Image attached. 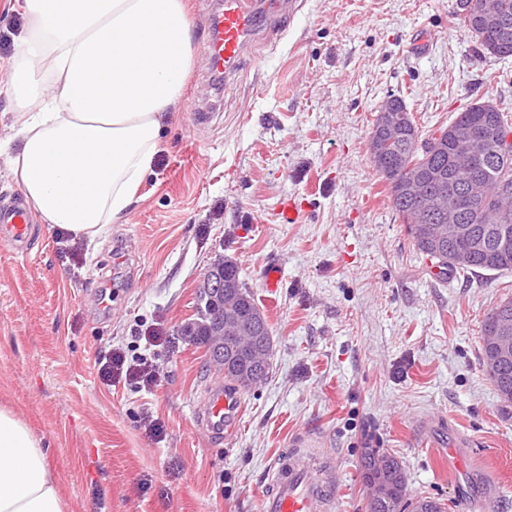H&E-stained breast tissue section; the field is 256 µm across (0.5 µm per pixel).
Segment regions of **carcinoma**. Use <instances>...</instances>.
<instances>
[{
    "label": "carcinoma",
    "instance_id": "1",
    "mask_svg": "<svg viewBox=\"0 0 512 512\" xmlns=\"http://www.w3.org/2000/svg\"><path fill=\"white\" fill-rule=\"evenodd\" d=\"M495 5L497 13L508 19V28L485 20L481 10L487 4ZM455 20L480 46L484 55L496 60L512 57V0H457L453 12ZM467 126L479 133L489 132L499 127L502 134L512 133L509 112L493 103H476L458 113L455 120L446 127L453 131L456 127ZM389 144L378 158H371L376 172L387 181L390 188L392 209L406 224L408 235L417 250L427 257L446 265L448 270L458 268L474 272L512 271V242L507 246L500 244V235L507 233L512 237V157L502 159L496 153L493 142L486 144L484 152L458 162L454 139L448 136L441 141L420 134L412 115L405 118L395 117ZM469 168L472 179L482 188V198L476 202L466 196L462 186L464 181L460 170ZM436 173L438 179L431 183L429 213L418 215L420 203L408 192V186L422 173ZM458 196V223L467 224L472 231L489 241L484 252L466 257L461 255L462 244L453 235H447L443 247L436 249L433 242L426 238L421 230L423 224H445L434 203L442 194ZM224 313L239 319L234 339L246 341L260 335L271 341L269 324L264 313L255 302L253 294L240 279V271L232 260L224 261ZM501 312L512 313V296L506 297L487 315L480 342V354H485V341L488 330L496 315ZM489 379L505 402L512 403V361L488 372ZM389 462L388 477L396 486V495L385 501L370 499V512H404L407 503V480L402 462L378 448H366L361 456V471L366 487L372 485V475L378 460ZM413 512H446V504L439 499L421 496L411 503Z\"/></svg>",
    "mask_w": 512,
    "mask_h": 512
}]
</instances>
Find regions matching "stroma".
<instances>
[{
  "mask_svg": "<svg viewBox=\"0 0 512 512\" xmlns=\"http://www.w3.org/2000/svg\"><path fill=\"white\" fill-rule=\"evenodd\" d=\"M186 3L193 71L127 220L93 243L37 221L28 254L0 245V405L42 438L67 512H259L267 466L297 443L333 454L335 512H369L366 448L402 461L409 498L460 512L466 493L482 512L496 475L512 512V403L479 350L512 274L434 277L369 152L392 95L425 135L478 102L512 107V58L452 23L456 0H302L219 85L203 50L216 0ZM288 199L302 223L273 222ZM222 258L272 345L217 445L194 418L217 375L180 328ZM111 353L146 363L108 378Z\"/></svg>",
  "mask_w": 512,
  "mask_h": 512,
  "instance_id": "obj_1",
  "label": "stroma"
}]
</instances>
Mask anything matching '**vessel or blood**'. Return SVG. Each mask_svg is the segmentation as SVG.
<instances>
[{
    "mask_svg": "<svg viewBox=\"0 0 512 512\" xmlns=\"http://www.w3.org/2000/svg\"><path fill=\"white\" fill-rule=\"evenodd\" d=\"M297 0H219L207 27L205 51L213 74L231 79L248 44L262 30H275L283 19L295 16ZM32 215L14 198L0 205V244L25 252L32 236ZM240 413L239 396L224 384L208 389L197 407L195 421L213 439L222 440ZM267 483L260 512H333L331 490L337 483L335 466L312 461L310 454L292 449L276 457L266 470Z\"/></svg>",
    "mask_w": 512,
    "mask_h": 512,
    "instance_id": "obj_1",
    "label": "vessel or blood"
}]
</instances>
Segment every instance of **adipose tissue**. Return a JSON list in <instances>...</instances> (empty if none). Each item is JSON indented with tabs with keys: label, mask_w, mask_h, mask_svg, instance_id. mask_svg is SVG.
<instances>
[{
	"label": "adipose tissue",
	"mask_w": 512,
	"mask_h": 512,
	"mask_svg": "<svg viewBox=\"0 0 512 512\" xmlns=\"http://www.w3.org/2000/svg\"><path fill=\"white\" fill-rule=\"evenodd\" d=\"M9 171L42 223L95 242L152 169L193 67L184 0H16ZM42 441L0 406V512H66Z\"/></svg>",
	"instance_id": "ef3b65f1"
}]
</instances>
